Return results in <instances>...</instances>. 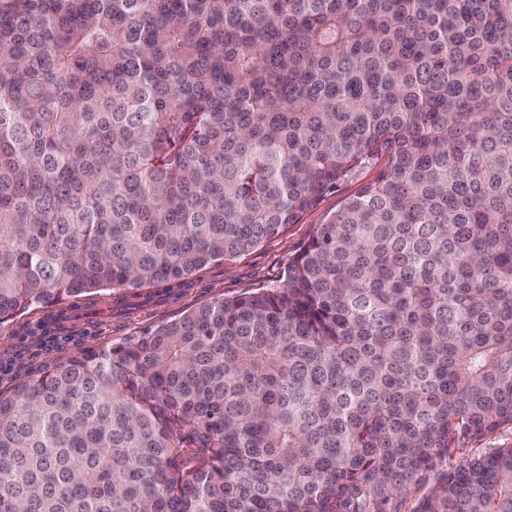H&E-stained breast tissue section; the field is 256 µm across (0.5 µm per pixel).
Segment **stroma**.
I'll return each instance as SVG.
<instances>
[{"mask_svg":"<svg viewBox=\"0 0 512 512\" xmlns=\"http://www.w3.org/2000/svg\"><path fill=\"white\" fill-rule=\"evenodd\" d=\"M367 165L338 192L288 225L279 235L230 264H213L186 279L130 288L110 295L90 294L33 307L0 327V393L34 378L46 365L80 351L130 344L161 324L217 298L282 285L288 262L307 241L313 225L336 210L349 195L373 178Z\"/></svg>","mask_w":512,"mask_h":512,"instance_id":"35a3bbf8","label":"stroma"}]
</instances>
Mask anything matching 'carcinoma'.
I'll return each instance as SVG.
<instances>
[{"mask_svg": "<svg viewBox=\"0 0 512 512\" xmlns=\"http://www.w3.org/2000/svg\"><path fill=\"white\" fill-rule=\"evenodd\" d=\"M379 160L281 286L0 396V512H512V0H0V325Z\"/></svg>", "mask_w": 512, "mask_h": 512, "instance_id": "carcinoma-1", "label": "carcinoma"}]
</instances>
